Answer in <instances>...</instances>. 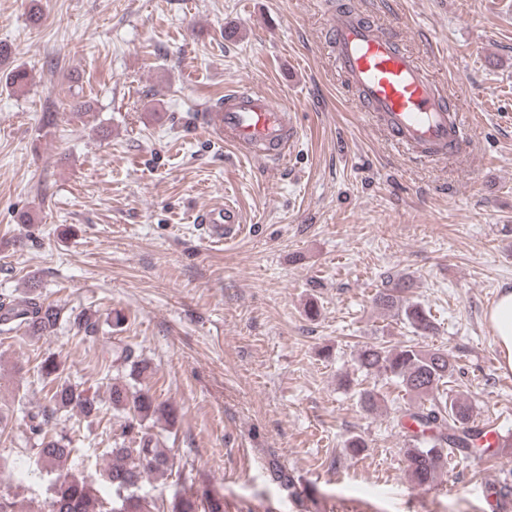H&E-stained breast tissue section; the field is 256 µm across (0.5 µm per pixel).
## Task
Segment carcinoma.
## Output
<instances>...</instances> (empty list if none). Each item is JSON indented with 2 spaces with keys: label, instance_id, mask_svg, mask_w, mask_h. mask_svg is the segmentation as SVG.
<instances>
[{
  "label": "carcinoma",
  "instance_id": "obj_1",
  "mask_svg": "<svg viewBox=\"0 0 512 512\" xmlns=\"http://www.w3.org/2000/svg\"><path fill=\"white\" fill-rule=\"evenodd\" d=\"M28 80L27 70L16 66L5 74V87L22 92ZM410 287L411 279L401 276L377 292L374 303L401 318L412 333L426 336L434 331L435 318L420 304L404 299L403 293ZM61 312L58 305L47 301L32 284L20 299L0 297V334L48 336L61 319ZM72 321L86 334L97 330V319L86 312L74 315ZM358 366L365 374L382 375L386 383L419 399L417 406L407 409L403 415V419L415 425L414 430L406 431L407 476L412 484L433 485L439 468L455 448L489 452L491 445L486 432L475 425L472 403L466 399L450 400L439 393L456 371L447 351L425 350L416 344H369L361 349ZM145 372L146 366L131 345L112 348L106 386L112 409L125 413V420L107 451L109 462L103 483L112 488V500L108 501L92 480L64 470L75 449L66 435L51 427V420L60 409H75L86 418L98 417L102 413L99 402L80 385L62 379L63 368L55 355L49 354L39 362L38 374L48 386L47 406L29 415L26 426L33 440L30 454L35 465L55 474L46 488L43 512H224V497L208 491L201 495L177 491L167 504L139 494L150 476L164 475L172 468L169 453L158 447L146 431L145 423L154 418L167 422L177 419L172 406L158 401L151 390L137 387ZM357 397L361 408L368 413L378 410L384 401L383 395L373 388H359ZM266 471L268 481L288 491L293 500L302 497L294 475L277 459L268 462Z\"/></svg>",
  "mask_w": 512,
  "mask_h": 512
}]
</instances>
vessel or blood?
I'll return each mask as SVG.
<instances>
[{
  "instance_id": "1",
  "label": "vessel or blood",
  "mask_w": 512,
  "mask_h": 512,
  "mask_svg": "<svg viewBox=\"0 0 512 512\" xmlns=\"http://www.w3.org/2000/svg\"><path fill=\"white\" fill-rule=\"evenodd\" d=\"M324 48L332 68L362 101L380 132L413 160L444 159L467 153L473 115L442 93L429 67L397 36L352 9H333ZM224 142L253 158L286 160L298 131L292 116L266 94L230 90L224 105L206 113ZM200 220L212 243L237 237L243 229L233 205L205 211Z\"/></svg>"
}]
</instances>
